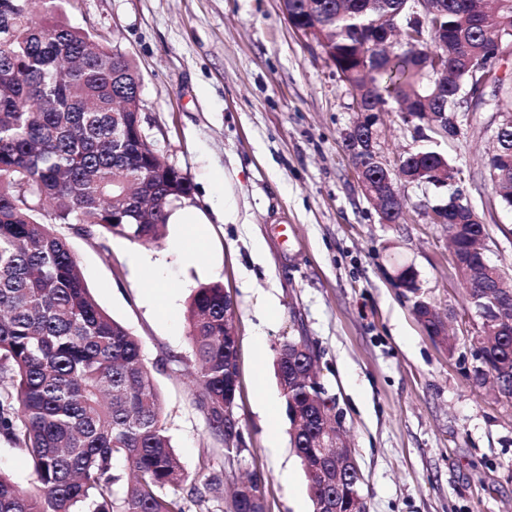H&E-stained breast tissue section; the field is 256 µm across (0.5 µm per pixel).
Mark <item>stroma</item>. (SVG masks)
<instances>
[{
    "label": "stroma",
    "mask_w": 512,
    "mask_h": 512,
    "mask_svg": "<svg viewBox=\"0 0 512 512\" xmlns=\"http://www.w3.org/2000/svg\"><path fill=\"white\" fill-rule=\"evenodd\" d=\"M67 18L132 59L143 130L190 183L184 207L209 219L196 256L180 251L179 224L149 246L57 227L97 303L148 362H165L154 374L162 421L190 484L256 472L268 512H311L275 376L279 345L304 336L359 464L366 512H512V398L469 379L478 326L448 231L427 217L426 202L447 190L401 184L406 223L380 222L344 147L358 117L353 93L318 41L292 28L281 0H70ZM459 122L440 149L462 172L491 259L512 273V208L486 168L495 114L463 112ZM383 125L388 163L418 145L395 104ZM402 266L456 336L454 354L394 283ZM204 283L223 284L234 301L246 452L233 465L191 378L187 308Z\"/></svg>",
    "instance_id": "stroma-1"
}]
</instances>
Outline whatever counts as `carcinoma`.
<instances>
[{"label":"carcinoma","instance_id":"obj_1","mask_svg":"<svg viewBox=\"0 0 512 512\" xmlns=\"http://www.w3.org/2000/svg\"><path fill=\"white\" fill-rule=\"evenodd\" d=\"M425 15L421 0H285L295 24L309 29L366 109L419 95L450 114L464 102L441 87L443 72L462 88L499 82L480 67L493 36L512 29V0L492 4L481 20L469 0H438ZM423 17L415 35L376 45L370 23ZM448 28L437 42L435 28ZM141 78L115 45L96 40L64 18L63 0H0V436L25 451L36 476L34 493L0 471V512H185L176 496L187 477L161 421L163 399L139 339L91 296L57 224L88 226L134 243L159 240L170 212L188 198L189 182L161 159L142 127ZM452 168L429 146L400 158V172ZM443 207L457 252L469 264L467 298L492 311L487 367L512 376V288H486L496 268L487 258L486 228L469 222L456 191ZM403 286L417 319L432 303L418 294L412 267ZM188 329L201 406L212 430L224 434V369L236 355L224 348V287L195 289ZM276 359L288 369L282 387L302 424L289 431L305 468L322 463L308 481L313 512H364L361 476L320 451L322 412L299 374L314 367L308 339L290 338ZM226 474L211 476L190 495L202 505L224 496ZM235 489L230 512H267L259 475Z\"/></svg>","mask_w":512,"mask_h":512}]
</instances>
